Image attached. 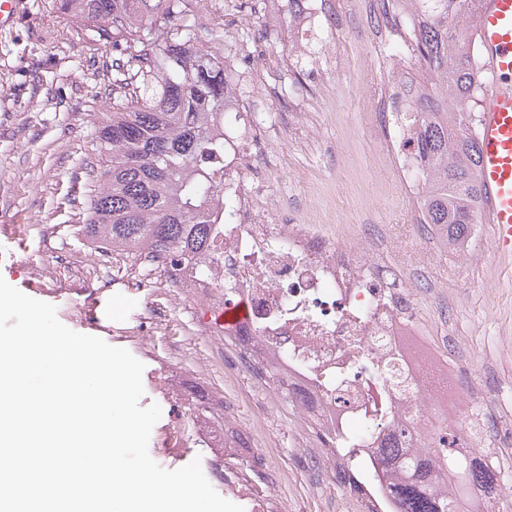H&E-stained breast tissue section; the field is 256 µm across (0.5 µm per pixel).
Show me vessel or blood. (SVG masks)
<instances>
[{"label": "vessel or blood", "mask_w": 512, "mask_h": 512, "mask_svg": "<svg viewBox=\"0 0 512 512\" xmlns=\"http://www.w3.org/2000/svg\"><path fill=\"white\" fill-rule=\"evenodd\" d=\"M492 86L480 102L481 218L499 254H512V0H481L476 30Z\"/></svg>", "instance_id": "b4317fda"}]
</instances>
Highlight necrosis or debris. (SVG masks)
<instances>
[{"label": "necrosis or debris", "instance_id": "1", "mask_svg": "<svg viewBox=\"0 0 512 512\" xmlns=\"http://www.w3.org/2000/svg\"><path fill=\"white\" fill-rule=\"evenodd\" d=\"M391 119L405 181L418 187L417 117L403 108ZM259 128L246 113L224 121V166L215 177L237 211L229 222L213 214V245L200 263L210 275L198 265L154 260L171 287L210 312L246 307L235 325H207L209 335L233 339L226 372L261 379L288 397L300 445L314 451L313 473L329 484L348 479L340 445L367 456L380 448L422 452L452 435L458 451L489 464L490 449L512 446V424L486 425L492 403L483 379L448 365L426 340L412 288L359 237L261 213L246 187L248 173L268 161L246 148Z\"/></svg>", "mask_w": 512, "mask_h": 512}]
</instances>
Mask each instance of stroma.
I'll return each mask as SVG.
<instances>
[{
    "mask_svg": "<svg viewBox=\"0 0 512 512\" xmlns=\"http://www.w3.org/2000/svg\"><path fill=\"white\" fill-rule=\"evenodd\" d=\"M17 15L0 28V277L27 296L50 303L71 330L128 350L144 365L141 406L158 404L148 450L167 470L200 461L213 488L244 512H282L264 498L254 450H169L174 417L195 418L194 395L238 414V430L262 428L267 447L287 472L288 495L305 512H351L340 491L308 477L306 454L293 448L295 421L287 398L254 378L231 380L220 366L230 338L204 335L202 306L132 258L86 260L82 202L88 186L77 159L93 155V128L112 87L111 45L97 41L91 22L64 18L56 0H16ZM321 19L306 32L287 6L267 0H188V18L202 44L224 35L226 54L241 74L239 109L255 113L278 153L275 166L249 175L265 197L298 224H332L338 235L380 224L378 258L396 263L413 283L417 311L431 338L454 332L465 365L486 376L495 413L512 418V255L492 251L491 230L477 236L489 249L484 264H458L419 252L412 226L417 205L402 186L393 157L397 128L391 89L397 69L423 84L411 51L410 23L396 0H315ZM94 293H87V286ZM96 295L104 327L92 326L85 302ZM160 318L142 336L145 309ZM272 402L268 418L252 406Z\"/></svg>",
    "mask_w": 512,
    "mask_h": 512,
    "instance_id": "1",
    "label": "stroma"
}]
</instances>
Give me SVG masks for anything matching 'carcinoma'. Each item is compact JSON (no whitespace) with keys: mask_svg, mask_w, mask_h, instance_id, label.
Returning <instances> with one entry per match:
<instances>
[{"mask_svg":"<svg viewBox=\"0 0 512 512\" xmlns=\"http://www.w3.org/2000/svg\"><path fill=\"white\" fill-rule=\"evenodd\" d=\"M409 2L420 17L412 52L433 88L413 106L421 119L415 149L424 160L420 223L437 225L455 248L472 240L483 206L477 125L484 72L470 52L479 0ZM59 8L95 22V37L119 53L112 100L94 132L98 163L77 165L90 183L85 234L119 253L196 259L211 244L220 193L209 169L224 157L218 121L243 93L224 68L223 35L203 47L193 26L175 24L185 0H59ZM428 464L392 450L369 462L379 483L398 471L414 477L396 487L390 512H463L464 494L486 482L474 460L448 449L438 465L462 497L439 500L424 483Z\"/></svg>","mask_w":512,"mask_h":512,"instance_id":"obj_1","label":"carcinoma"}]
</instances>
